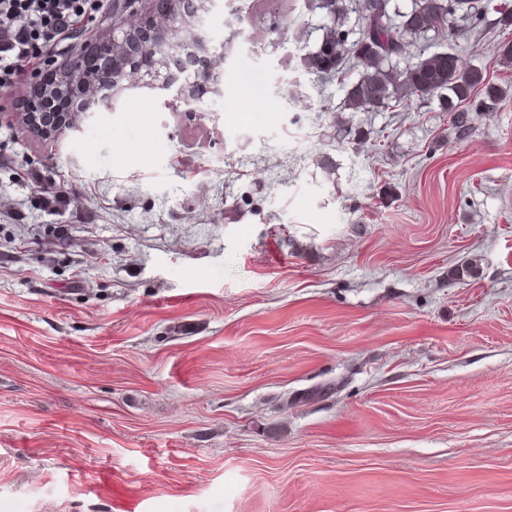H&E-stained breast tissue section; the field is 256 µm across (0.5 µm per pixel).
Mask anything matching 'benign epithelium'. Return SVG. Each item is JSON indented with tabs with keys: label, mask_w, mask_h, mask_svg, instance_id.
<instances>
[{
	"label": "benign epithelium",
	"mask_w": 512,
	"mask_h": 512,
	"mask_svg": "<svg viewBox=\"0 0 512 512\" xmlns=\"http://www.w3.org/2000/svg\"><path fill=\"white\" fill-rule=\"evenodd\" d=\"M209 6V0H188L184 3L185 11L178 16L153 9L132 23L124 16L112 20V37L88 44L98 56L115 60L112 82L103 86L97 84L82 70L84 53H79L61 67L58 85L48 88L42 80L36 81L33 92L23 102L27 131L48 137L62 129L46 111L51 91L68 96L75 113L112 108L126 89L124 81L132 74L147 71L144 55L148 50L157 55L156 65L161 67L163 86L167 90L174 89V100L186 104L200 98L203 87L217 85L218 76L204 40L192 28L191 19L208 12ZM190 67L197 69L198 79L192 83L180 81L179 74Z\"/></svg>",
	"instance_id": "1"
}]
</instances>
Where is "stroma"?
I'll return each instance as SVG.
<instances>
[{
	"mask_svg": "<svg viewBox=\"0 0 512 512\" xmlns=\"http://www.w3.org/2000/svg\"><path fill=\"white\" fill-rule=\"evenodd\" d=\"M123 3L0 92V512H512V27L432 46L507 91L463 137L315 84L305 0H215L197 102L27 136Z\"/></svg>",
	"mask_w": 512,
	"mask_h": 512,
	"instance_id": "obj_1",
	"label": "stroma"
}]
</instances>
